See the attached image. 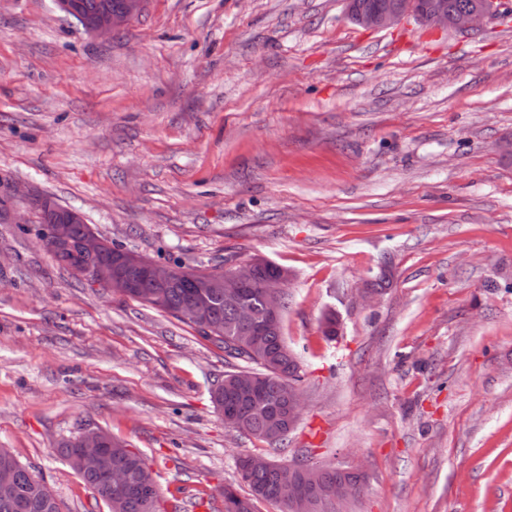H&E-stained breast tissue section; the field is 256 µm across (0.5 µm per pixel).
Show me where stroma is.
I'll return each instance as SVG.
<instances>
[{
    "label": "stroma",
    "mask_w": 512,
    "mask_h": 512,
    "mask_svg": "<svg viewBox=\"0 0 512 512\" xmlns=\"http://www.w3.org/2000/svg\"><path fill=\"white\" fill-rule=\"evenodd\" d=\"M47 198L148 257L288 271L305 378L284 445L214 409L222 349L53 262ZM0 199V448L61 512H109L58 451L81 424L144 455L165 512H224L250 454L361 466L350 512H512V22L145 0L94 35L0 0Z\"/></svg>",
    "instance_id": "stroma-1"
}]
</instances>
